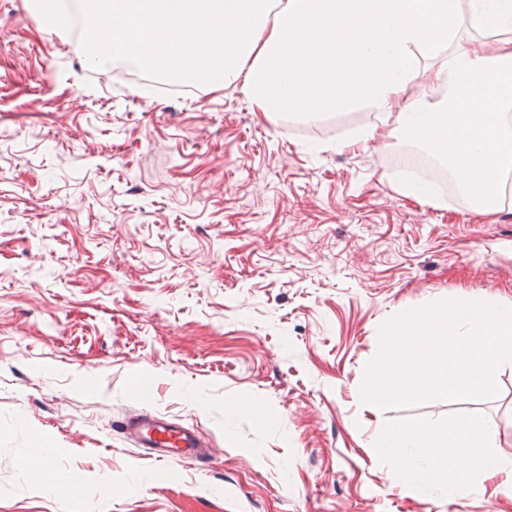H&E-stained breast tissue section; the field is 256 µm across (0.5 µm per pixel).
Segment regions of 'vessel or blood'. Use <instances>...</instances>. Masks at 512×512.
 Instances as JSON below:
<instances>
[{"label": "vessel or blood", "instance_id": "vessel-or-blood-1", "mask_svg": "<svg viewBox=\"0 0 512 512\" xmlns=\"http://www.w3.org/2000/svg\"><path fill=\"white\" fill-rule=\"evenodd\" d=\"M126 428L143 447L160 449L164 457L176 461L196 455L205 443L199 433L173 426L155 416L131 418Z\"/></svg>", "mask_w": 512, "mask_h": 512}]
</instances>
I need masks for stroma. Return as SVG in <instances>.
I'll list each match as a JSON object with an SVG mask.
<instances>
[{"label":"stroma","instance_id":"35a3bbf8","mask_svg":"<svg viewBox=\"0 0 512 512\" xmlns=\"http://www.w3.org/2000/svg\"><path fill=\"white\" fill-rule=\"evenodd\" d=\"M409 143L363 105L270 121L239 84L133 82L0 0V512H512L508 472L402 485L376 447L479 417L512 453V362L492 398L360 399L392 316L512 302V195L492 218L450 181L403 195ZM144 413L202 456L135 444Z\"/></svg>","mask_w":512,"mask_h":512}]
</instances>
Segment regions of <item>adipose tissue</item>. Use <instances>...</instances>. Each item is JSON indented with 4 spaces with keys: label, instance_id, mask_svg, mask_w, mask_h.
<instances>
[{
    "label": "adipose tissue",
    "instance_id": "1",
    "mask_svg": "<svg viewBox=\"0 0 512 512\" xmlns=\"http://www.w3.org/2000/svg\"><path fill=\"white\" fill-rule=\"evenodd\" d=\"M492 36L474 48L460 35L462 2ZM80 38L91 63L114 60L180 82L219 88L242 80L254 111L310 117L364 102L399 132L444 157L465 201L500 211L512 174V0H89ZM437 60L418 70L416 56ZM419 83L420 95L404 93ZM447 85L437 99L433 90ZM483 419L384 434L396 481L452 485L496 472L512 457L488 453Z\"/></svg>",
    "mask_w": 512,
    "mask_h": 512
}]
</instances>
